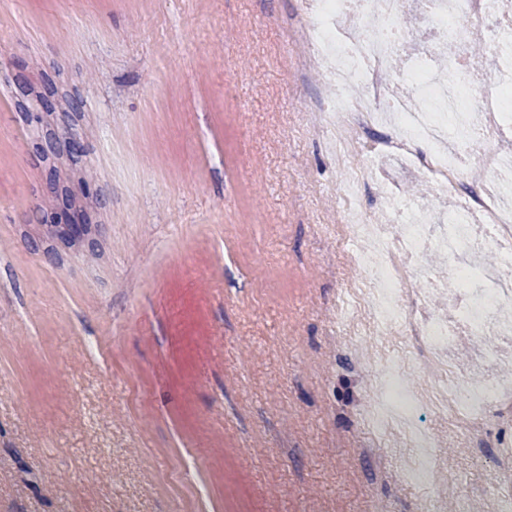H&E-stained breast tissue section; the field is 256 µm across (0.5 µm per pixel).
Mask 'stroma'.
<instances>
[{
	"instance_id": "obj_1",
	"label": "stroma",
	"mask_w": 512,
	"mask_h": 512,
	"mask_svg": "<svg viewBox=\"0 0 512 512\" xmlns=\"http://www.w3.org/2000/svg\"><path fill=\"white\" fill-rule=\"evenodd\" d=\"M304 6L0 0V512H420L363 420L376 343L336 314L356 273ZM52 177L92 244L40 224ZM409 422L448 501L493 493L512 426L467 458Z\"/></svg>"
}]
</instances>
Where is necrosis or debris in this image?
I'll list each match as a JSON object with an SVG mask.
<instances>
[{"label":"necrosis or debris","instance_id":"4bbe7bcc","mask_svg":"<svg viewBox=\"0 0 512 512\" xmlns=\"http://www.w3.org/2000/svg\"><path fill=\"white\" fill-rule=\"evenodd\" d=\"M494 18L503 38L494 48L498 88L479 96L483 60L470 50V22ZM303 71L323 72L336 96L305 106L311 123L331 130L336 159L346 174L341 257L359 278L346 295L356 315L354 335L405 336L428 354L427 376L412 393L398 380L404 369L384 358L392 380L367 381L370 395L387 394L410 413L427 408L464 433L512 424V381L498 367L512 357V318L498 308L512 304V188L500 181L512 171V0H315L297 25ZM454 52L450 70L430 66L431 56ZM405 158L454 206L441 234H430L415 201L388 193L384 216L365 203L370 169L364 156ZM362 232L375 260L350 250ZM447 254V282L428 278L422 257ZM489 343L483 370L453 366L459 338ZM372 428L394 439L399 455L434 445L431 432L406 429L375 416Z\"/></svg>","mask_w":512,"mask_h":512}]
</instances>
